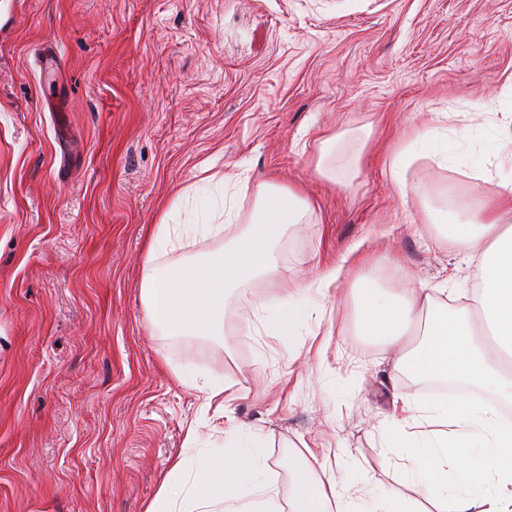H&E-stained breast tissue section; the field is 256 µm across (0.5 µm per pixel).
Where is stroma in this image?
<instances>
[{
	"label": "stroma",
	"instance_id": "1",
	"mask_svg": "<svg viewBox=\"0 0 512 512\" xmlns=\"http://www.w3.org/2000/svg\"><path fill=\"white\" fill-rule=\"evenodd\" d=\"M426 127L464 162L410 168L436 206L512 179V0H0V512H145L172 461L208 474L238 429L261 436L281 498L292 455L365 496L411 495L380 437L428 381L362 334L354 283L361 256L382 258V288L479 279L392 181V152ZM332 135L334 182L317 169ZM242 170L300 188L315 217L279 241L278 273L234 291L223 339L167 336L141 295L153 226L194 223L214 177ZM334 265L322 319L248 336ZM212 378L235 382L230 412L202 411L190 382Z\"/></svg>",
	"mask_w": 512,
	"mask_h": 512
}]
</instances>
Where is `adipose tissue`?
I'll return each instance as SVG.
<instances>
[{"label":"adipose tissue","mask_w":512,"mask_h":512,"mask_svg":"<svg viewBox=\"0 0 512 512\" xmlns=\"http://www.w3.org/2000/svg\"><path fill=\"white\" fill-rule=\"evenodd\" d=\"M453 162L438 129L417 132L392 154L390 173L400 194L428 201V188L408 180L412 162ZM235 195L223 198L201 224L160 219L146 251L142 297L154 326L169 336L218 337L224 333L228 290L273 274L277 244L288 229L306 223L311 202L298 188L270 182L250 184L232 175ZM497 198L474 194L462 205L429 210L443 242L458 246L481 268L476 289L463 299L432 301L423 288L376 287L365 277L356 288L357 320L395 354L396 366L434 380L467 386V394L419 405L404 401L403 418L383 434L385 447L403 452L400 467L429 512H512V180L499 183ZM251 192L255 208L241 215L237 196ZM238 233L223 248L192 259L177 258L184 240L222 238L226 226ZM307 307L287 301L264 312L258 328L268 336H294ZM424 321L421 340L407 344L411 325ZM239 450L208 481L184 460L172 463L146 512H354L358 488L318 478L289 460L291 493L280 502L267 480L257 438L241 433Z\"/></svg>","instance_id":"obj_1"}]
</instances>
